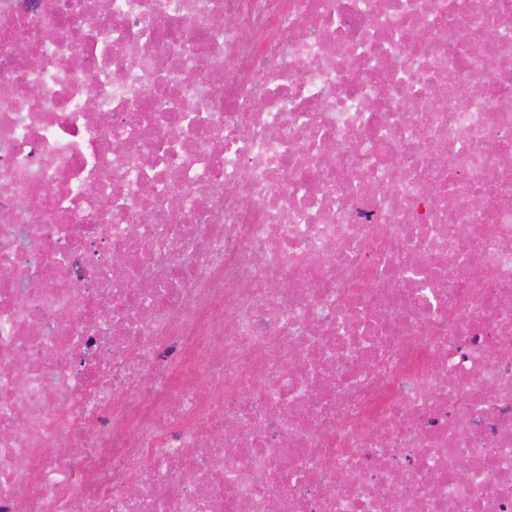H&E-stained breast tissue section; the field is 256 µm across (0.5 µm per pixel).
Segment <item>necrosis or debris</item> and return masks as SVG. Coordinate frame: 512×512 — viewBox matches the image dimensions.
Here are the masks:
<instances>
[{
	"label": "necrosis or debris",
	"mask_w": 512,
	"mask_h": 512,
	"mask_svg": "<svg viewBox=\"0 0 512 512\" xmlns=\"http://www.w3.org/2000/svg\"><path fill=\"white\" fill-rule=\"evenodd\" d=\"M0 512H512V0H0Z\"/></svg>",
	"instance_id": "necrosis-or-debris-1"
}]
</instances>
